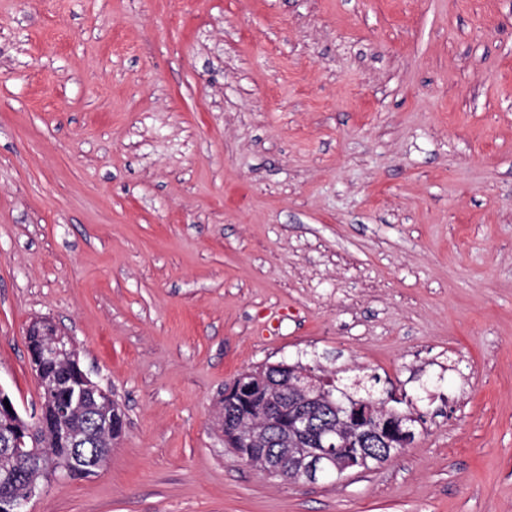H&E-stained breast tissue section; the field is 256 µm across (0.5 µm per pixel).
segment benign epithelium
Segmentation results:
<instances>
[{"instance_id": "7a95c632", "label": "benign epithelium", "mask_w": 512, "mask_h": 512, "mask_svg": "<svg viewBox=\"0 0 512 512\" xmlns=\"http://www.w3.org/2000/svg\"><path fill=\"white\" fill-rule=\"evenodd\" d=\"M27 335L43 338L41 350L49 358L65 362L76 350L74 337L59 331L48 320L32 323ZM281 393L288 396V411L293 420L288 437L281 439L275 435L276 413L273 411L260 416L250 432L252 440L262 446L258 461L263 466L280 476L289 473L303 482L316 483L335 477L339 479L355 466V462L364 463L375 457L373 449L356 447L354 434L359 432L363 435H378L387 432L386 407L359 401L354 404V410L357 411L354 417L339 420L334 427H314L313 416L317 407L325 402L327 395L322 389L319 377L310 366L300 362L288 366L287 380L282 385ZM98 397L108 404L114 401L111 392L86 373L77 398L64 404L60 412L67 416L77 415L84 409L87 401H94ZM394 417L399 439L395 442L385 440L383 455L375 457L380 465L395 458L412 436L414 417L405 413H396ZM33 433L34 428L27 426L17 429L11 436L10 450L15 456L26 458L35 452V449L26 447V439L33 437ZM271 447L278 448V451H269ZM354 447L358 448L359 456L343 455V449ZM90 462L91 457L85 449L76 448L69 464L57 472V475L65 477L73 469H86L90 467ZM40 492L41 489L34 485L17 488L7 498L8 512H30L28 505Z\"/></svg>"}]
</instances>
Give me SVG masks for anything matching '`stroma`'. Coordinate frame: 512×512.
Wrapping results in <instances>:
<instances>
[{"label":"stroma","mask_w":512,"mask_h":512,"mask_svg":"<svg viewBox=\"0 0 512 512\" xmlns=\"http://www.w3.org/2000/svg\"><path fill=\"white\" fill-rule=\"evenodd\" d=\"M51 318L128 417L31 512H512V0H0V385ZM368 372L414 439L236 460L225 386Z\"/></svg>","instance_id":"obj_1"}]
</instances>
